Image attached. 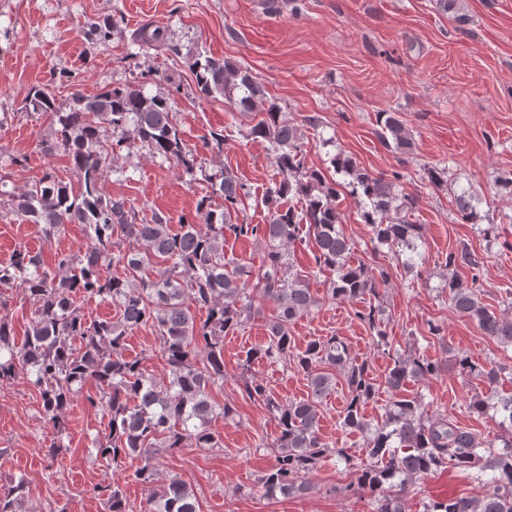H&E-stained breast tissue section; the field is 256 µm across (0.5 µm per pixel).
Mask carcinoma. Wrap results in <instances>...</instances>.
Here are the masks:
<instances>
[{"label": "carcinoma", "instance_id": "1", "mask_svg": "<svg viewBox=\"0 0 512 512\" xmlns=\"http://www.w3.org/2000/svg\"><path fill=\"white\" fill-rule=\"evenodd\" d=\"M115 26L110 16L91 21L87 38L104 45ZM131 40L142 49L169 47L167 29L160 25L132 33ZM190 69L199 99L220 96L239 111L254 113L250 136L268 142L274 151L283 179L265 194V224L238 223V206L249 192L226 168L212 184L224 208H211L205 196L196 207L202 223L182 221L177 231L170 217L155 213L147 219L130 200L103 193L102 181L117 170L121 151L136 142L181 175L195 176L196 150L182 139L170 98L149 95L139 86L112 87L94 96L77 92L65 110L45 87H31L24 98L25 109L48 122L42 150L66 153L77 186L47 171L17 192L0 190V197H7L15 220L37 225L48 242L68 224L82 225L88 239L81 252L56 254L52 267L45 266L39 254L21 248L0 264V290L21 289L33 307L18 341L0 301V386L20 370L29 374L44 417L56 431L45 456L53 459L64 448L65 411L92 382L97 393L87 395L86 401L108 417V431L95 439L97 457L115 466L128 458L141 459L134 477L148 488L146 506L136 511L118 482L98 486L104 512H197L193 490L177 478L159 482L153 459L161 450L173 454L188 446L221 447L211 423L232 420L235 413L232 406L211 400L209 389L224 381V336L260 321L267 341L246 352L243 369L259 360L289 363L306 376L309 387L307 398L285 404L264 383H244L247 396L265 404L279 429L272 445L274 463L258 480L263 497L309 495L316 489L311 475L334 456L353 465L355 477L348 490L367 500L371 512H405L408 487L438 468L475 472L484 495L431 499L422 503V512H512V395L503 397L493 389L505 366L478 364L458 353L450 359L490 386L489 395L476 394L464 406L478 415L493 410L505 431L497 444L461 428L446 413L429 412L422 394L403 393L407 383L441 374L450 360L390 348L381 305L356 311L376 347L387 353L388 370L381 384L366 363L352 359L341 337L317 339L299 351L288 335L291 324L318 306L307 280L292 271L288 247L295 241L308 238L314 268L335 272L329 288L333 300L368 296L379 301L388 283L385 268L351 263L353 244L341 230L340 187L349 188L362 206L361 218L377 243L403 248L406 270L422 266V225L406 216L412 198L394 191L399 173L390 179L375 176L341 152L332 164L345 184L308 168L304 129L281 117L248 69L208 54L195 56ZM377 125L385 147L402 153L411 149V136L397 113H378ZM295 197L299 208L289 203ZM454 200L462 221L476 218L475 192L461 188ZM227 233L264 241L261 265L225 258ZM483 266V257L467 243L448 252V304L504 349H512V318L489 308L477 288ZM118 268L123 275L112 274ZM95 297L113 305L117 319H87L81 303ZM267 304L273 305L270 315ZM193 306L207 311L204 321H197ZM142 326L151 327L159 338L168 367L163 378L150 374L142 358L126 355L127 337ZM326 365L344 374L347 392L339 421L342 428L362 435V464H352L347 449L330 447L320 435V407L336 385ZM382 388L389 400L383 420L374 426L365 418L364 407ZM25 494L23 478L11 481L0 491V512H19Z\"/></svg>", "mask_w": 512, "mask_h": 512}]
</instances>
